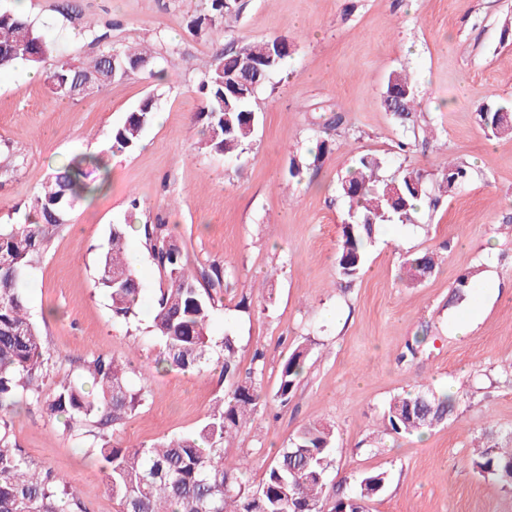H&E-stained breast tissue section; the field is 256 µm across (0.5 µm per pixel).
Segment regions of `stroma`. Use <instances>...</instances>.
I'll return each instance as SVG.
<instances>
[{"label":"stroma","mask_w":512,"mask_h":512,"mask_svg":"<svg viewBox=\"0 0 512 512\" xmlns=\"http://www.w3.org/2000/svg\"><path fill=\"white\" fill-rule=\"evenodd\" d=\"M77 2L80 15L66 19L60 0H0L1 10L21 8L63 50L38 68L0 72V144L24 159L0 175V224L25 223L50 163L101 155L109 168L104 188L68 213L32 264L25 293L50 355L45 393L66 378L92 387L87 365L97 356L122 360L144 389L114 434L125 446L197 430L224 396L219 365L202 373L156 366L160 346L147 327L163 275L144 240L129 241L142 287L137 324L113 319L108 294L95 285L112 227L130 216L135 197L136 223L164 225L192 269L227 270L210 334L218 342L234 331L240 372L263 353L265 395L275 392L288 354L311 348L288 406L268 403L225 450L251 459V485L302 426L319 421L336 428L330 495L349 492L361 473L384 471L388 482L368 512H512V486L472 464L481 442L512 446V138L488 136L477 116L484 105L512 101V0H238L239 15L213 32L192 27L201 0ZM88 18L109 26L113 44L153 47V71L72 102L51 92L48 77L60 59L97 53L82 33ZM274 36L288 39L292 55L286 77L256 95L246 157L229 164L198 151L196 87L215 56ZM395 70L412 78L419 102L407 154L382 105ZM149 95L163 122L132 153L109 154L113 126ZM322 137L329 152L302 181L289 179L290 158ZM363 154L384 159L386 179L402 162L431 183L451 159L473 173L413 223L383 226L365 274L347 284L336 273L348 219L338 187ZM426 251L437 253L439 267L407 285L405 257ZM473 269L470 295L449 304L457 279ZM490 278L497 291L482 292ZM244 298L250 311L239 307ZM467 315L471 332L455 335L454 322ZM420 384L455 393L451 415L420 435L387 430L388 402ZM10 418L29 459L72 485L87 512H120L102 459L64 418L34 404Z\"/></svg>","instance_id":"35a3bbf8"}]
</instances>
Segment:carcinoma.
I'll return each instance as SVG.
<instances>
[{
    "mask_svg": "<svg viewBox=\"0 0 512 512\" xmlns=\"http://www.w3.org/2000/svg\"><path fill=\"white\" fill-rule=\"evenodd\" d=\"M205 11L193 20L196 30L223 28L224 16L239 13L237 0H205ZM83 34L98 45L88 61L75 65L59 62L49 76L52 92L63 99L77 100L73 90L83 76H100V85L141 72L138 64L152 59L147 48L112 45L109 30L95 24ZM58 52L54 42L36 23L20 11H0V71L24 61L39 64L33 55ZM115 53L123 66L112 69L105 56ZM291 55L287 39L271 37L249 42L225 51L199 83L203 106L199 112L206 136L201 149L206 153L241 160L258 122L253 109L255 95L239 98L230 84L247 64L258 74L262 87L274 74H280ZM403 96L402 109L393 113L402 127L416 114L414 85L401 72L389 74L383 99ZM157 112L155 97L144 98L125 119L112 128L109 151L123 154L135 150ZM512 106H487L479 113L486 131L492 135L512 134V121L500 113ZM87 158H74L53 168L35 196L33 214L26 224L0 226V512H86L83 503L67 483L50 471L32 467L22 448L12 438L5 413L29 399L42 406L53 418L64 417L67 424L82 426L93 416L98 428L113 429L141 402L142 393L133 388L125 364L112 356H98L90 366L95 388L90 391L74 381H62L52 395L42 396L48 372L43 337L28 309L24 289L33 256L49 242V232L62 225L68 209L84 199L90 189ZM383 161L371 154L357 158L355 166L341 181L340 193L349 203V222L343 225L336 252L338 277L357 280L366 268L367 250L386 224H410L423 205L434 206L425 175L407 165H399L389 179L380 177ZM471 178L470 167L450 161L441 172L440 187L451 193ZM153 258L164 275V282L153 298L150 332L161 344L156 364L180 370L207 369L213 347L208 335L215 304L226 270L213 267L207 274L194 275L186 268L177 246L166 240L163 225H143ZM128 225L115 224L107 251L102 255L97 284L112 301V317L125 323L138 318L142 288L127 253ZM437 266L432 252L406 258L403 267L409 280L420 283ZM218 357L224 377L234 383L224 400L207 416L196 431L166 438L157 444L123 447L109 439L96 442L93 451L106 464L105 486L119 500L121 512H358L360 503L380 494L387 474L365 472L354 481L351 493L331 500L327 485L336 453L333 425L317 422L298 430L288 447L280 449L267 465L262 482L250 486L245 475L248 462L224 457V448L266 405L259 375L264 365L255 356L248 376L238 379L239 346L232 330H224ZM308 347H295L280 368L273 400L285 406L309 358ZM454 395L413 390L389 402L384 420L396 434H422L438 425L451 412ZM474 467L483 476L512 485V448L487 445L476 453Z\"/></svg>",
    "mask_w": 512,
    "mask_h": 512,
    "instance_id": "obj_1",
    "label": "carcinoma"
}]
</instances>
